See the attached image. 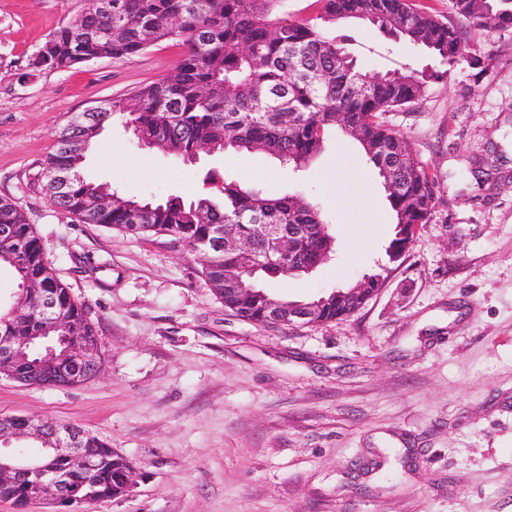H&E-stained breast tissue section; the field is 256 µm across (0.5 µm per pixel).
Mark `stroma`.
<instances>
[{
	"mask_svg": "<svg viewBox=\"0 0 512 512\" xmlns=\"http://www.w3.org/2000/svg\"><path fill=\"white\" fill-rule=\"evenodd\" d=\"M85 0H0V197L98 333L100 375L73 387L0 377V416L92 432L137 468L125 498L82 512H512V30L471 32L447 63L365 25L335 33L368 70L437 71L417 103L384 114L437 182L428 223L383 288L322 325L250 323L227 311L196 257L168 236L125 235L61 214L44 167L79 113L127 98L178 64L139 54L36 70L34 53ZM492 176L483 185L468 170ZM218 169L267 196L301 192L336 237L328 263L277 277L291 299L359 280L385 260L393 212L358 143L329 130L302 170L252 155L185 162L139 149L121 121L84 176L124 195L187 199ZM347 182L332 198L328 171Z\"/></svg>",
	"mask_w": 512,
	"mask_h": 512,
	"instance_id": "1",
	"label": "stroma"
}]
</instances>
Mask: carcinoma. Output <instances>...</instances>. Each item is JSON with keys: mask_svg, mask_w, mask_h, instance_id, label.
I'll return each instance as SVG.
<instances>
[{"mask_svg": "<svg viewBox=\"0 0 512 512\" xmlns=\"http://www.w3.org/2000/svg\"><path fill=\"white\" fill-rule=\"evenodd\" d=\"M279 0H112V9L94 0L73 23L54 33L72 42L89 59L120 58L152 43L175 41L184 55L175 71L140 88L136 112L126 100L109 101L99 114L102 126L123 121L139 146L156 148L192 161L205 145L209 154H261L296 168L304 167L322 148L326 131L337 126L336 113L347 114L342 131L356 140L377 170L395 213L394 236L386 247L396 263L407 253L406 224L427 223L435 207L436 186L409 141L379 121V115L419 101L436 74L414 71L363 70L332 35L336 26L359 21L447 62L467 57L462 27L493 33L512 29V0H450L455 20L445 22L421 11L411 0H315L318 14L288 20L277 14ZM359 128V134L352 128ZM55 148L45 162V190L67 218L103 224L125 234L168 236L199 260L214 296L236 316L268 324L262 315L267 299L277 298L261 285L265 277H301L288 269V258L268 253L256 235L259 224H274L294 235L295 263H309L321 250L334 253L335 238L325 230L320 208L301 193L267 197L235 178L208 172L202 184L217 190L186 201L169 196L139 201L103 184L83 179L62 189L52 178L62 167H83ZM101 201L98 211L83 217L84 197ZM0 271L16 281L33 275L56 303L61 334L80 348L98 346L85 304L76 300L45 260V249L21 207L0 197ZM250 244L246 250H224L212 244L218 232ZM235 288H254L241 300ZM31 296L21 290L0 306V336L13 338L8 356L20 384L71 387L68 367L42 362L44 347L34 336L51 326L34 311ZM81 447L101 458L90 472L76 457L56 462L69 492L87 503L117 494L126 459L97 436L84 432Z\"/></svg>", "mask_w": 512, "mask_h": 512, "instance_id": "obj_1", "label": "carcinoma"}]
</instances>
